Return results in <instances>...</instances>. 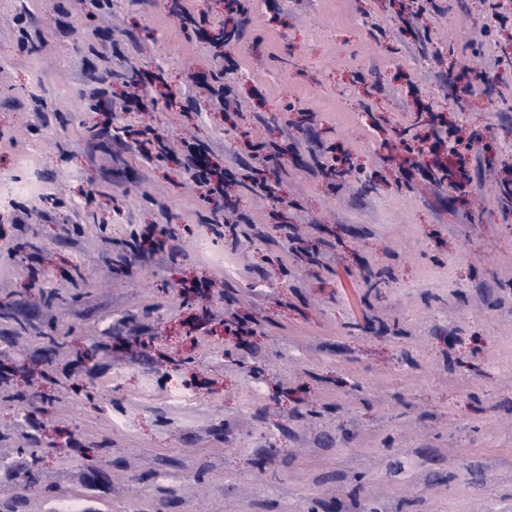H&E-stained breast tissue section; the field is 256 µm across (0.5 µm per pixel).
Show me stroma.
I'll use <instances>...</instances> for the list:
<instances>
[{
    "label": "stroma",
    "mask_w": 512,
    "mask_h": 512,
    "mask_svg": "<svg viewBox=\"0 0 512 512\" xmlns=\"http://www.w3.org/2000/svg\"><path fill=\"white\" fill-rule=\"evenodd\" d=\"M434 2L184 0L217 46L172 0H0V512H512V0ZM423 108L465 190L397 149ZM148 126L240 182L237 245Z\"/></svg>",
    "instance_id": "obj_1"
}]
</instances>
